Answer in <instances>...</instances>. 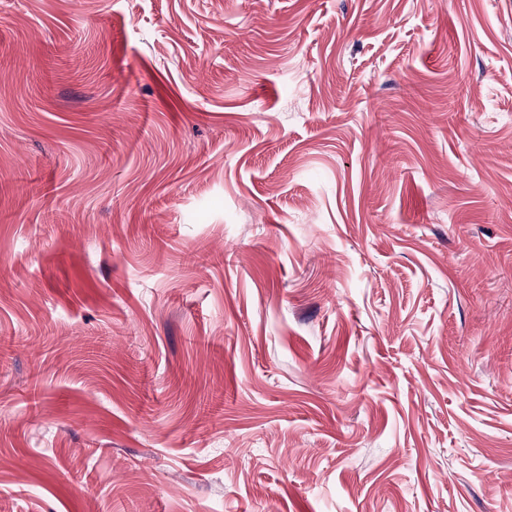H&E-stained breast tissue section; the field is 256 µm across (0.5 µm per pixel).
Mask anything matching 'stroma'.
Wrapping results in <instances>:
<instances>
[{
    "instance_id": "35a3bbf8",
    "label": "stroma",
    "mask_w": 512,
    "mask_h": 512,
    "mask_svg": "<svg viewBox=\"0 0 512 512\" xmlns=\"http://www.w3.org/2000/svg\"><path fill=\"white\" fill-rule=\"evenodd\" d=\"M0 512H512V0H0Z\"/></svg>"
}]
</instances>
